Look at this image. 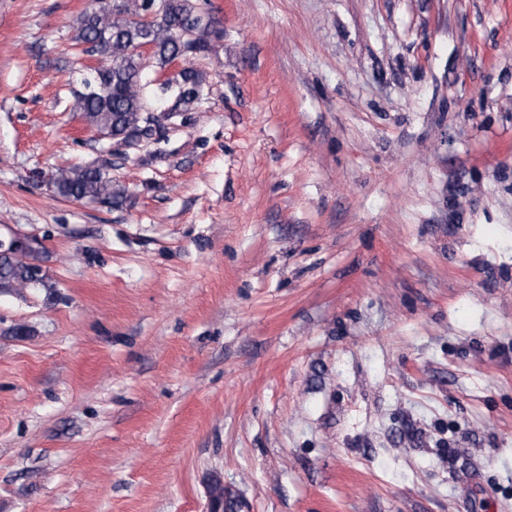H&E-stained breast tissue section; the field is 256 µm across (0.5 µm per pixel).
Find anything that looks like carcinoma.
Here are the masks:
<instances>
[{
    "label": "carcinoma",
    "instance_id": "cac0c4a2",
    "mask_svg": "<svg viewBox=\"0 0 512 512\" xmlns=\"http://www.w3.org/2000/svg\"><path fill=\"white\" fill-rule=\"evenodd\" d=\"M166 20L147 21L148 0H94L80 21L77 45L84 54L101 59L91 69L85 84L91 91L74 97L72 110L97 131L109 134L114 141L137 133L150 138L148 127L153 103L148 100L150 84L144 58L139 48L151 46L150 59L159 70L174 61L184 62L174 76L176 108L188 119L193 105L204 95L206 77L190 65V54L183 52L182 37L190 38L195 53L210 50L213 41L222 36L217 22L202 13L193 0H155ZM59 195L74 200H90L107 207H118L125 200L124 189L112 182L108 164L60 167L54 174ZM28 279V267L20 257H0V287L18 286Z\"/></svg>",
    "mask_w": 512,
    "mask_h": 512
}]
</instances>
